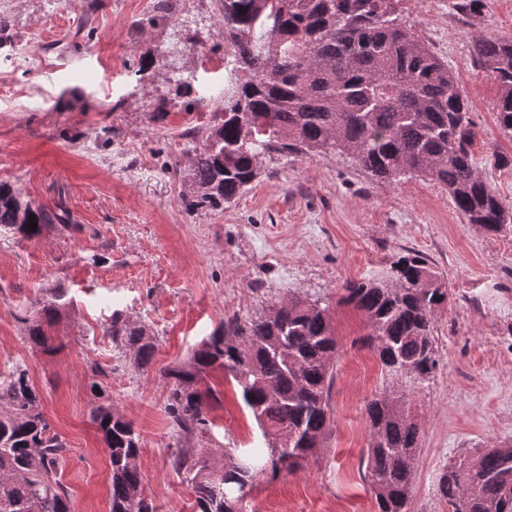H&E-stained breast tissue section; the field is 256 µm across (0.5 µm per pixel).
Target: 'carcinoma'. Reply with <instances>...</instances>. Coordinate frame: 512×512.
Here are the masks:
<instances>
[{"mask_svg":"<svg viewBox=\"0 0 512 512\" xmlns=\"http://www.w3.org/2000/svg\"><path fill=\"white\" fill-rule=\"evenodd\" d=\"M404 2L216 0L230 50L222 120L184 133L192 139L185 209L235 202L267 154L337 153L380 180L414 175L443 185L467 223L486 232L512 224V208L477 173L474 123L455 72L407 23ZM473 59L500 86L497 120L511 137L512 38L476 36ZM66 222L63 209L34 206L0 181V230L32 239L48 225ZM67 296L56 285L28 322L29 343L44 352L51 351L45 326ZM343 301L366 318L391 383V391L365 407L371 431L366 472L377 512H408L419 426L389 396L403 400V385L425 381L436 370L434 317L448 302V290L424 257L408 253L392 263L387 276L346 284ZM293 302L288 310L275 305V313L244 322L228 319L188 364L166 372L167 412L185 440L211 424V405L198 384L216 367L240 388L265 441V447L245 454L246 462L222 453L227 465L218 474L211 449L180 450L174 465L192 486L197 512H242L258 476L298 469L329 432L334 328L326 308ZM109 336L133 351L137 366H149L156 342L148 327L116 312ZM91 421L108 453L111 512H155L144 496L140 437L132 425L105 403L95 405ZM285 429L294 433L288 446L273 447L270 437ZM66 452L27 371L15 369L0 381V512H72L59 478ZM439 489L452 512H512V444L446 466Z\"/></svg>","mask_w":512,"mask_h":512,"instance_id":"cac0c4a2","label":"carcinoma"}]
</instances>
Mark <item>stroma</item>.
<instances>
[{"label": "stroma", "instance_id": "35a3bbf8", "mask_svg": "<svg viewBox=\"0 0 512 512\" xmlns=\"http://www.w3.org/2000/svg\"><path fill=\"white\" fill-rule=\"evenodd\" d=\"M156 3L0 0L11 39L0 48V181L70 216L31 240L0 232V380L27 368L68 446L61 481L74 512L111 509L109 459L90 419L94 381L140 435L141 481L156 512H195L173 466L181 442L164 374L229 317L295 296L328 307L336 332L330 431L303 468L257 478L243 510L375 512L362 464L364 408L388 381L342 286L385 276L409 251L448 289L434 323L439 366L403 388L420 427L410 512H451L438 489L447 463L512 442V224L483 232L466 224L444 186L417 176L383 181L336 153L265 157L236 202L187 212L189 185L173 167L187 160L184 132L221 119L228 49L212 0H188L165 18ZM406 19L456 73L475 124L477 170L512 206V137L494 112L500 89L472 48L477 35L512 37V0H483L472 15L451 0H407ZM146 56L188 77L190 92L164 81L163 69H141ZM60 282L69 301L47 354L29 343L26 320ZM117 310L152 331L148 367L108 336ZM205 383L213 426L193 447L261 446L230 379L216 370Z\"/></svg>", "mask_w": 512, "mask_h": 512}]
</instances>
